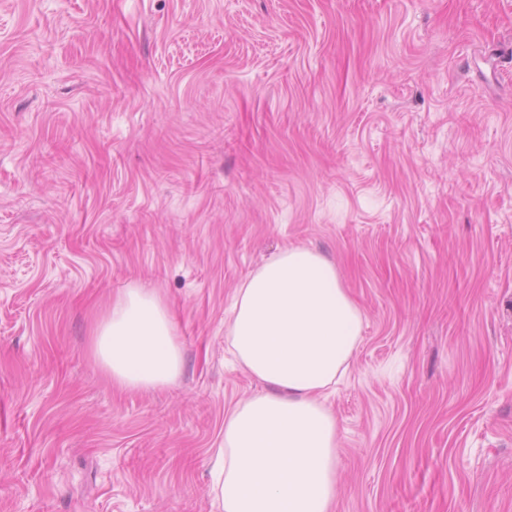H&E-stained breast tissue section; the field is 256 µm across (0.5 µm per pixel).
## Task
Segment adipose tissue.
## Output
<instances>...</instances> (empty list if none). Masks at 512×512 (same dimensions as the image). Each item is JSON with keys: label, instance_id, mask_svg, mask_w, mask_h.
Here are the masks:
<instances>
[{"label": "adipose tissue", "instance_id": "obj_1", "mask_svg": "<svg viewBox=\"0 0 512 512\" xmlns=\"http://www.w3.org/2000/svg\"><path fill=\"white\" fill-rule=\"evenodd\" d=\"M362 315L336 265L287 247L235 291L227 343L263 385L224 416L212 469L220 512H330L337 495L338 424L325 393L347 373ZM92 352L128 390L175 383L183 354L156 289L132 283L92 330Z\"/></svg>", "mask_w": 512, "mask_h": 512}]
</instances>
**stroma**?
I'll use <instances>...</instances> for the list:
<instances>
[{
    "instance_id": "obj_1",
    "label": "stroma",
    "mask_w": 512,
    "mask_h": 512,
    "mask_svg": "<svg viewBox=\"0 0 512 512\" xmlns=\"http://www.w3.org/2000/svg\"><path fill=\"white\" fill-rule=\"evenodd\" d=\"M336 264L335 512H512V0H0V512H214L236 288ZM168 302L115 387L94 323ZM91 336L95 359L122 388H163L181 376L183 354L172 313L154 288L131 283L119 291Z\"/></svg>"
}]
</instances>
